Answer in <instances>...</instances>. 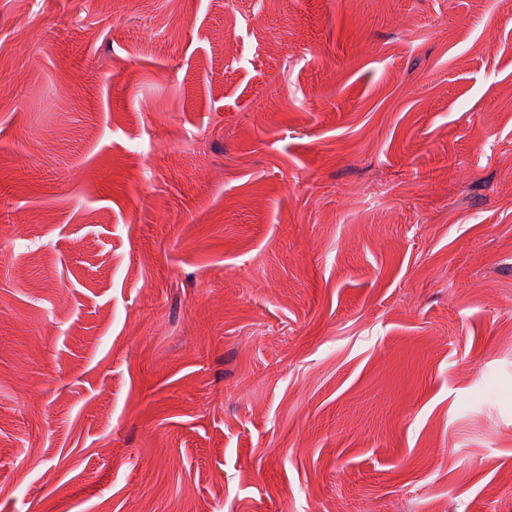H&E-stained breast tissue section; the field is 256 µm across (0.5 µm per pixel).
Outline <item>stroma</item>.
Returning <instances> with one entry per match:
<instances>
[{"instance_id":"1","label":"stroma","mask_w":512,"mask_h":512,"mask_svg":"<svg viewBox=\"0 0 512 512\" xmlns=\"http://www.w3.org/2000/svg\"><path fill=\"white\" fill-rule=\"evenodd\" d=\"M0 512H512V0H0Z\"/></svg>"}]
</instances>
